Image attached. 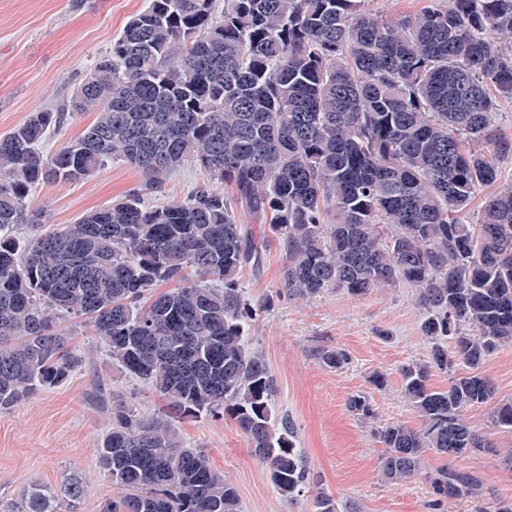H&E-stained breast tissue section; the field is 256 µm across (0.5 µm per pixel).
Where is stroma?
I'll return each instance as SVG.
<instances>
[{"instance_id": "35a3bbf8", "label": "stroma", "mask_w": 512, "mask_h": 512, "mask_svg": "<svg viewBox=\"0 0 512 512\" xmlns=\"http://www.w3.org/2000/svg\"><path fill=\"white\" fill-rule=\"evenodd\" d=\"M148 0H0V134L31 112L66 99L92 64ZM204 177L187 163L146 195L150 205L186 199ZM142 173L115 160L79 181L39 187L31 209L51 225L75 223L83 214L112 205L140 187ZM283 253L270 244L261 274L244 272L241 283L261 310L250 344L265 358L277 386L274 404L295 421L315 483L296 500H285L229 415H204L181 424L184 440L208 454L236 487L243 512H314L325 492L361 512H426L430 485L418 476L399 486L379 475L383 447L373 430L390 423L419 427L418 412L405 397L401 370L425 358L415 291L404 284L354 297L325 290L301 298L282 293ZM74 343L88 355L85 368L65 383L38 391L9 411H0V512H9L31 480L60 488L80 476L87 493L72 512H101L117 490L99 463L98 450L112 414L91 396L94 386L118 394L139 412L163 403L148 385L112 365L84 319L72 320ZM340 349L348 364L323 366L321 350ZM368 397L373 418L349 412L353 394Z\"/></svg>"}]
</instances>
